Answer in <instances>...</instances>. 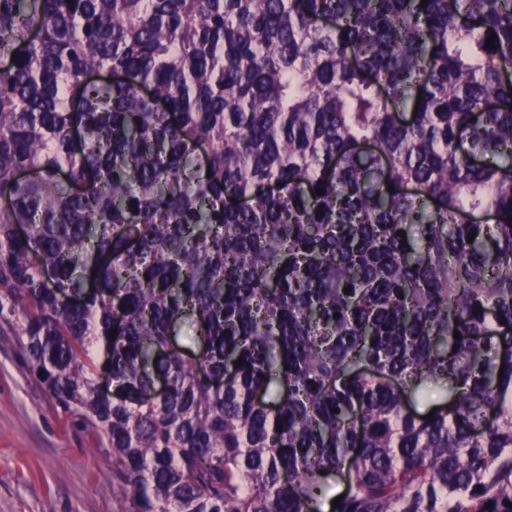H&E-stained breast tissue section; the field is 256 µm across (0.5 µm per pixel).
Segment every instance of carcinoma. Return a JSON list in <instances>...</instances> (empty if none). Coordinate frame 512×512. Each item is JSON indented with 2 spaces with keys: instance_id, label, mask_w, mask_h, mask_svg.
Here are the masks:
<instances>
[{
  "instance_id": "carcinoma-1",
  "label": "carcinoma",
  "mask_w": 512,
  "mask_h": 512,
  "mask_svg": "<svg viewBox=\"0 0 512 512\" xmlns=\"http://www.w3.org/2000/svg\"><path fill=\"white\" fill-rule=\"evenodd\" d=\"M0 57V323L122 512H512V0H0Z\"/></svg>"
}]
</instances>
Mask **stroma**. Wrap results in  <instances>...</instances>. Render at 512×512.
Instances as JSON below:
<instances>
[{"label": "stroma", "instance_id": "stroma-1", "mask_svg": "<svg viewBox=\"0 0 512 512\" xmlns=\"http://www.w3.org/2000/svg\"><path fill=\"white\" fill-rule=\"evenodd\" d=\"M22 325L0 328V512H120L111 455L32 376Z\"/></svg>", "mask_w": 512, "mask_h": 512}]
</instances>
